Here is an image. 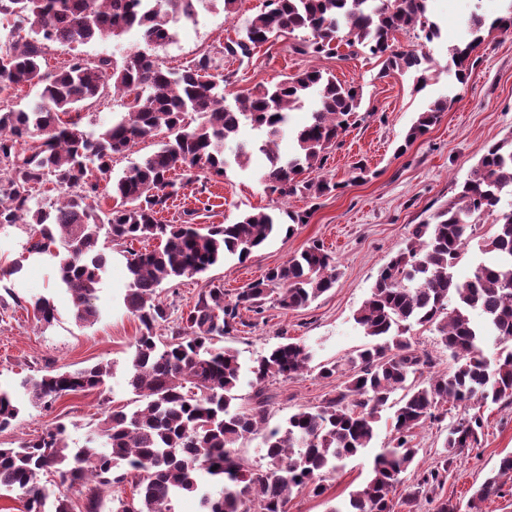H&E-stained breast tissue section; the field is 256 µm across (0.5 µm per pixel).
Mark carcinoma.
I'll list each match as a JSON object with an SVG mask.
<instances>
[{
	"instance_id": "obj_1",
	"label": "carcinoma",
	"mask_w": 512,
	"mask_h": 512,
	"mask_svg": "<svg viewBox=\"0 0 512 512\" xmlns=\"http://www.w3.org/2000/svg\"><path fill=\"white\" fill-rule=\"evenodd\" d=\"M202 2L0 0V104L24 86L38 88L28 109L0 107V225L24 224L32 217L29 252L60 257L58 275L72 295L75 319L88 325L100 316L96 300L107 265L100 238L116 245L160 240L157 249L131 252L127 258L124 305L141 328L126 384L140 398L139 405L131 412L103 415L79 448L70 445L64 424L16 447L0 448V492L20 493L23 512H73L65 494L46 510L48 494L40 476L54 473L61 484L81 487L83 512H101L102 487L128 480L133 498L118 500L114 512H174L173 501L183 493L198 494L203 512H288L294 489L323 495V473L336 471L369 446L387 406L394 409L391 443L375 455L364 485L345 507L330 512H393L389 494L403 484L414 460L416 429L443 421L448 405H512V213L485 241L491 260L478 263L465 280L454 275L475 218L495 212L501 193L512 189V137L487 146L456 196L417 225L383 268L354 313L370 343L348 359L345 385L321 404L289 416L285 426L269 428L266 383L301 374L312 354L298 343H281L245 368L223 339L247 326L241 310L262 313L263 300L273 289L281 290L277 301L282 309L297 310L333 288L337 272L332 257L314 242L267 270L233 301L225 300L223 286L211 283L198 293L187 316L170 326L160 297L163 282L202 274L230 256L243 262L275 233L308 223L309 214L262 209L244 213L233 224L200 227L168 224L161 213L197 171L224 176V147L246 123L262 136L239 143L235 162L245 166L252 147L264 152L270 166L262 180L271 192L319 199L343 188L321 171L349 116L360 110L363 88L311 66L228 103L215 58L204 54L172 72L149 52L171 41L173 25L193 18ZM427 2L267 0V10L252 17L224 51L248 58L273 34L285 40L300 31L309 37L291 45L297 54L328 56L342 44L361 46L382 59L384 76L418 73L423 52L397 45L395 34L417 29L431 41L437 31L426 16ZM134 26L141 29L145 47L119 61L76 56L55 72L43 69L50 43L77 47L118 39ZM470 26L473 39L451 54L460 82L483 42L485 21L474 15ZM24 29L28 38L22 40ZM108 90L126 100L127 112L98 132L85 130L72 113ZM310 97L316 100L312 121L297 133L296 152L284 159L277 144L288 112ZM447 108L445 97L430 102L418 113L404 145L436 125ZM189 112L200 119L193 128L185 124ZM162 128L171 138L112 181L113 205L102 210L89 203L98 193L89 173L110 174L115 155ZM49 185L58 192L52 213L33 208L37 193ZM32 307L37 323L50 327L55 320L51 300L37 297ZM474 311L483 323L472 321ZM415 326L437 333L451 353L452 368L423 376L433 362L413 347L408 333ZM111 374L110 364L97 363L31 375L20 387L32 405L48 409L64 395L101 388ZM246 377L254 403L243 409L236 401ZM19 413L13 391L0 387V432L13 426ZM481 428L477 415L447 425L436 466L408 488L404 504L441 486L457 458L478 444ZM258 432L270 465L266 471L252 468L237 453L239 442ZM205 475L223 482L220 497L205 489ZM503 477L512 479L511 453L473 493V512H479L476 502L499 494Z\"/></svg>"
}]
</instances>
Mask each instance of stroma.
<instances>
[{
    "label": "stroma",
    "instance_id": "1",
    "mask_svg": "<svg viewBox=\"0 0 512 512\" xmlns=\"http://www.w3.org/2000/svg\"><path fill=\"white\" fill-rule=\"evenodd\" d=\"M503 6L504 0H430L429 17L437 23L440 35L423 45L430 65L420 83L397 72L382 75L380 59L344 46L335 57H314L293 52L289 41L281 40L257 48L243 62L221 57L224 44L235 38L248 17L264 10L265 0H241L234 15L225 13L223 0H205L194 19L178 22L172 42L154 49L159 63L174 69L193 64L205 54L221 57L224 91L230 100L255 86L276 84L311 65L364 89V107L350 116L324 169L325 175L341 182V190L317 200L272 194L261 181L269 162L256 151L246 169L230 166L219 179L200 174L198 181L181 189L163 214L164 220L174 224H232L254 209L286 208L310 214L308 223L296 226L293 233L274 237L245 261L230 258L204 275L164 284L161 297L174 322L193 307L208 282L223 285L226 299L231 300L268 268L286 262L312 241H321L335 257L338 279L328 292L305 308L288 311L279 307L275 296H268L262 314L243 312L245 327L224 339L225 346L235 350L246 366L284 342L311 347L314 369L268 383L272 396L269 426L284 425L298 409L319 405L345 383L348 371L344 367L334 377L323 379L316 366L334 361L344 364L368 344L353 315L368 298L381 269L416 224L429 219L458 193L486 146L512 136V31L495 30L486 35L472 55L465 82H457L447 66L449 50L468 39L470 15L477 13L490 20L501 14ZM142 44L140 32L131 30L117 45L109 41L74 49L49 45L46 61L49 69L57 70L68 65L76 53L92 61L116 49ZM441 96L449 97L450 103L440 123L411 145H404L418 112ZM167 138V131H160L156 138L114 158L111 176L97 179L102 208L112 204L110 178L122 176ZM360 163L366 165L369 175L357 181L353 168ZM510 212L512 195L507 194L497 213L478 218L456 268L458 278L470 276L472 268L483 261L485 240ZM31 233L27 224L0 227V264L19 268L18 273L0 280V383L15 386L23 376L38 371H71L97 362L111 363L112 376L102 389L61 397L49 409L33 407L26 394H18L20 414L13 428L0 432V447L17 446L59 423L66 425L71 445L79 446L104 413L137 405L136 395L124 382L140 328L123 305L128 284L126 258L120 250L108 251V270L98 292L101 315L97 323L85 326L75 321L71 296L57 281V258L27 252ZM38 296L50 298L56 306V319L50 327H40L34 319L30 301ZM477 413L483 420L479 444L460 456L444 485L435 491L436 496L457 503L460 512H467L475 489L496 469L500 458L512 452V405L491 404L478 408ZM444 437L441 423L428 422L417 429L414 462L404 476V485L392 495L394 512H434L433 503L426 499H419L411 509L402 500L407 486L435 466ZM391 439L389 423L380 421L368 448L336 472L324 475L326 491L322 496L293 492L288 512H330L347 501L368 477L374 455Z\"/></svg>",
    "mask_w": 512,
    "mask_h": 512
}]
</instances>
